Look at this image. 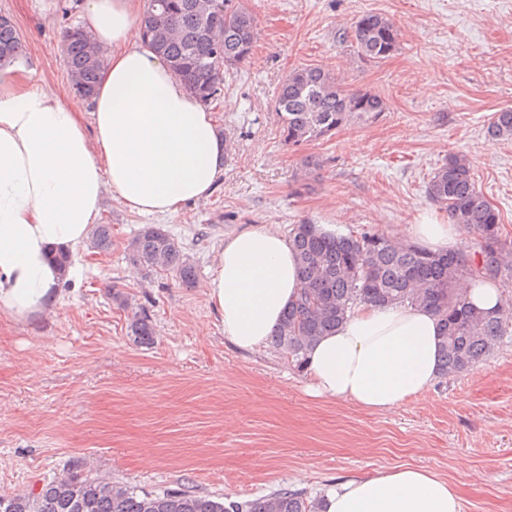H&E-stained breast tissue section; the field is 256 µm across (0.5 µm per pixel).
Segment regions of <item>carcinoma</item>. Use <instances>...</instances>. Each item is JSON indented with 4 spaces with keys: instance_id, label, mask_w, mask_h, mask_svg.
Here are the masks:
<instances>
[{
    "instance_id": "obj_1",
    "label": "carcinoma",
    "mask_w": 512,
    "mask_h": 512,
    "mask_svg": "<svg viewBox=\"0 0 512 512\" xmlns=\"http://www.w3.org/2000/svg\"><path fill=\"white\" fill-rule=\"evenodd\" d=\"M163 13L166 35L159 38L146 23L141 32L172 65L175 74L203 103L221 97L224 69L243 62L257 37L252 12L241 0H147L150 16ZM358 55L365 62H379L399 49V31L379 13L359 16L351 32ZM89 37L76 28L63 40L69 70L81 74L75 89L90 98L102 62L88 55ZM220 42L224 56L214 54ZM21 39L11 21L0 20V61L20 54ZM385 100L370 91L346 88L330 71L315 66L293 70L280 84L276 110L284 143L325 139L350 123L368 124L386 111ZM491 137L512 138V109L497 112L488 127ZM428 197L479 246V257L455 250L432 252L415 244L398 245L383 234L366 232L323 234L309 222L295 224L289 239L298 259L303 285L271 342L293 360L304 363L307 346L342 324L358 305L410 304L432 309L440 320L441 373L465 372L495 349L512 307L492 313L471 308L455 290L464 277L490 278L512 288V238L505 234L499 211L475 184L471 162L452 153L427 183ZM90 246L107 251L112 246V226L98 224ZM125 258L149 273L169 272L190 286L196 268L171 234L158 224H147L129 242ZM130 332L137 343H153L154 328L143 311L133 315ZM0 512H318L319 503L304 493L280 489L262 498L225 503L221 497L190 490L144 492L92 471L72 472L41 486L0 494Z\"/></svg>"
}]
</instances>
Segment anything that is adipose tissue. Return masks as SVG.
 <instances>
[{
	"label": "adipose tissue",
	"instance_id": "adipose-tissue-1",
	"mask_svg": "<svg viewBox=\"0 0 512 512\" xmlns=\"http://www.w3.org/2000/svg\"><path fill=\"white\" fill-rule=\"evenodd\" d=\"M143 0H86L84 28L105 52L89 123L14 63L0 65V317H45L105 195L130 212L171 215L208 199L227 145L211 112L141 36ZM226 342L262 346L299 290L288 238L262 224L225 236L206 284ZM440 321L411 305L357 306L305 353L311 393L394 412L441 373ZM321 512H462L456 487L401 466L331 486Z\"/></svg>",
	"mask_w": 512,
	"mask_h": 512
}]
</instances>
